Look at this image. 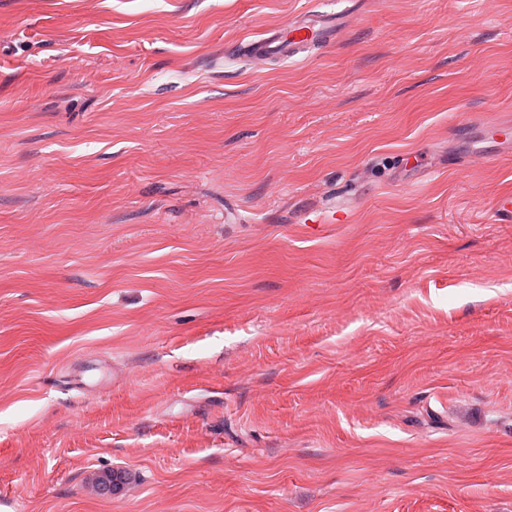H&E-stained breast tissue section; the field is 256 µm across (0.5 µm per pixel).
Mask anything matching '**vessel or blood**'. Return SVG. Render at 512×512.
<instances>
[{
  "label": "vessel or blood",
  "instance_id": "obj_1",
  "mask_svg": "<svg viewBox=\"0 0 512 512\" xmlns=\"http://www.w3.org/2000/svg\"><path fill=\"white\" fill-rule=\"evenodd\" d=\"M341 25V18L332 13L302 14L283 26L262 31L244 49L248 59L256 64L272 57L288 59L305 49L334 45Z\"/></svg>",
  "mask_w": 512,
  "mask_h": 512
}]
</instances>
